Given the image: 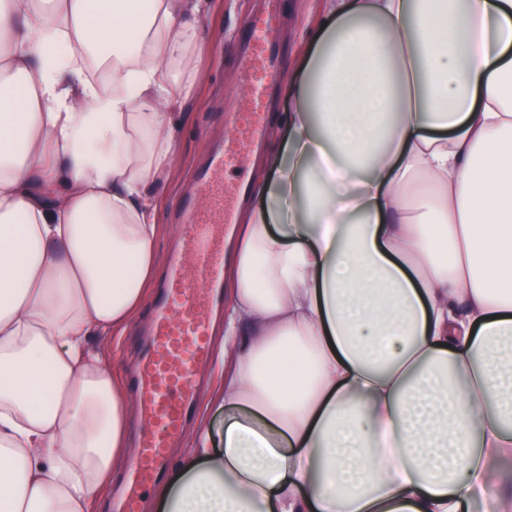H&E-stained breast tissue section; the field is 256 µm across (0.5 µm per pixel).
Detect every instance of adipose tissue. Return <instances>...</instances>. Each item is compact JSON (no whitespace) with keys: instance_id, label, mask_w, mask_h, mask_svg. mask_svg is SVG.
<instances>
[{"instance_id":"adipose-tissue-1","label":"adipose tissue","mask_w":512,"mask_h":512,"mask_svg":"<svg viewBox=\"0 0 512 512\" xmlns=\"http://www.w3.org/2000/svg\"><path fill=\"white\" fill-rule=\"evenodd\" d=\"M199 12L0 0V512H98L130 452ZM303 75L160 510L512 512V0H325Z\"/></svg>"}]
</instances>
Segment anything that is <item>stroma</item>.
I'll return each mask as SVG.
<instances>
[{
  "label": "stroma",
  "mask_w": 512,
  "mask_h": 512,
  "mask_svg": "<svg viewBox=\"0 0 512 512\" xmlns=\"http://www.w3.org/2000/svg\"><path fill=\"white\" fill-rule=\"evenodd\" d=\"M260 0H206L198 17L204 51L200 62L198 88L185 106L187 119L178 121L174 132L176 156L174 172L167 186L166 200L159 213V256L181 247L185 225L175 223L173 210L178 198L193 189L192 173L215 149L235 134L234 109L243 104L249 90L247 65L234 50L245 19L260 9ZM322 0H281L282 19L276 36L284 48L280 76L269 91L263 139L259 148L245 150L239 168L226 172L225 181L234 185L246 181L256 187L264 173L259 152L273 148V130L294 108L295 91L302 77L304 58L321 16ZM154 317L152 303H145L124 336L111 345L113 368L122 376L129 394L137 388L131 373L141 355L147 329ZM220 379L212 367L200 371V405L197 418L183 430L168 451L167 468L175 470L192 453V437L201 427L220 429L224 412L213 403Z\"/></svg>",
  "instance_id": "stroma-1"
}]
</instances>
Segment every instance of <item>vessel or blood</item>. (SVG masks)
<instances>
[{
    "label": "vessel or blood",
    "instance_id": "obj_1",
    "mask_svg": "<svg viewBox=\"0 0 512 512\" xmlns=\"http://www.w3.org/2000/svg\"><path fill=\"white\" fill-rule=\"evenodd\" d=\"M276 25L270 7L246 20L241 49L249 67L250 92L234 118L239 135L196 170L202 194L185 195L179 202L188 233L182 250L169 260L136 371L146 431L136 452L135 490L121 500L117 512H138V489L162 477L171 442L196 404V371L211 357V310L224 299V228L233 221L224 172L238 167L244 145L262 131L266 90L279 74L281 53L272 37Z\"/></svg>",
    "mask_w": 512,
    "mask_h": 512
}]
</instances>
